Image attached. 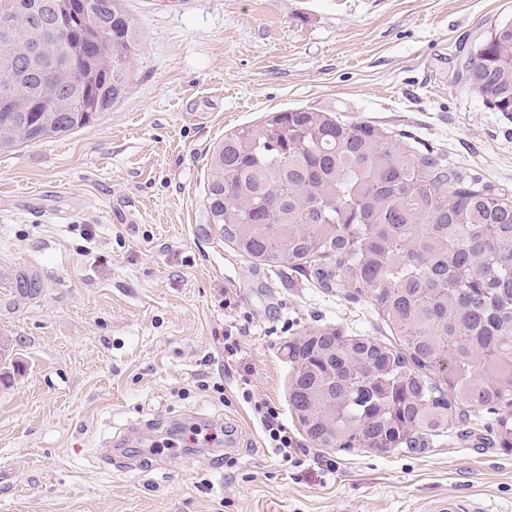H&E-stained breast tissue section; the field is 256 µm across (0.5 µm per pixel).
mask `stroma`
I'll list each match as a JSON object with an SVG mask.
<instances>
[{"label": "stroma", "mask_w": 512, "mask_h": 512, "mask_svg": "<svg viewBox=\"0 0 512 512\" xmlns=\"http://www.w3.org/2000/svg\"><path fill=\"white\" fill-rule=\"evenodd\" d=\"M122 4L138 33L124 98L0 154V512H433L451 494L512 512V451L482 446L485 410L470 437L412 450L306 435L289 345L392 335L367 298L239 253L207 205L224 134L301 107L408 135L512 195V114L463 76L512 0ZM246 388L278 408L290 460ZM195 426L206 447L160 448Z\"/></svg>", "instance_id": "35a3bbf8"}]
</instances>
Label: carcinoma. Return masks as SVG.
<instances>
[{"label": "carcinoma", "instance_id": "1", "mask_svg": "<svg viewBox=\"0 0 512 512\" xmlns=\"http://www.w3.org/2000/svg\"><path fill=\"white\" fill-rule=\"evenodd\" d=\"M99 46L72 112L30 100L72 86L28 63L31 6L14 9L26 94L0 112V153L64 136L126 92L136 30L120 0H85ZM466 71L480 95L512 112V21ZM210 220L263 265L288 266L328 290L370 298L399 343L340 330L288 347L289 404L325 448L395 449L466 425V406L497 413L485 437L512 448V197L473 184L441 159L366 121L296 108L224 135L210 156Z\"/></svg>", "mask_w": 512, "mask_h": 512}]
</instances>
